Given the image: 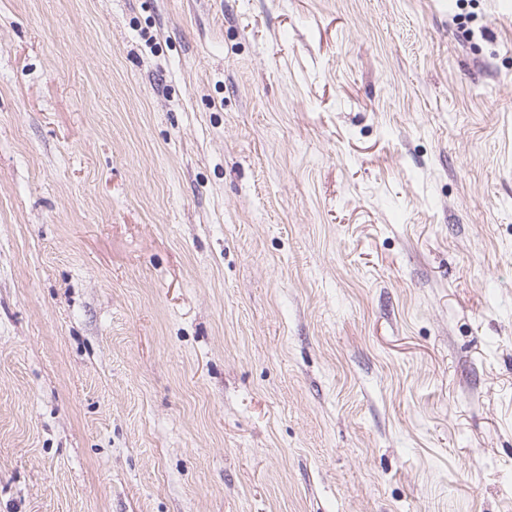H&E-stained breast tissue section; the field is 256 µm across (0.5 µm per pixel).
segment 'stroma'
<instances>
[{"label":"stroma","mask_w":512,"mask_h":512,"mask_svg":"<svg viewBox=\"0 0 512 512\" xmlns=\"http://www.w3.org/2000/svg\"><path fill=\"white\" fill-rule=\"evenodd\" d=\"M0 512H512V0H0Z\"/></svg>","instance_id":"35a3bbf8"}]
</instances>
